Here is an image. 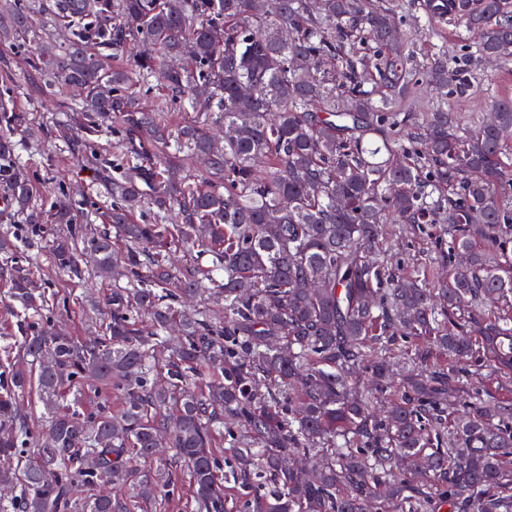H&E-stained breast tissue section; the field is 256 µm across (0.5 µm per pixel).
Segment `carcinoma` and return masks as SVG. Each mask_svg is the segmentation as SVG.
I'll return each instance as SVG.
<instances>
[{"instance_id": "carcinoma-1", "label": "carcinoma", "mask_w": 512, "mask_h": 512, "mask_svg": "<svg viewBox=\"0 0 512 512\" xmlns=\"http://www.w3.org/2000/svg\"><path fill=\"white\" fill-rule=\"evenodd\" d=\"M59 8L90 20L100 45L77 38L31 64L83 95L63 136L110 127L155 163L113 175L86 156L112 196L109 229L82 227L65 203L50 214L69 230L51 244L58 269L83 279L87 251L100 274L124 279L100 333L56 332L46 312L66 297L11 268L4 301L18 335L0 365V457L17 466L0 473L12 492L0 512L161 509L175 490L156 457L163 433L187 468L191 512H224L227 463L241 487H271L250 512H512V402L473 387L442 425L480 367L512 371V313L482 315L512 297V99L467 124L446 93L432 112L401 111L418 77L448 88L451 63L437 52L413 67L379 0ZM459 20L478 33L475 56L512 55V0H478ZM274 26L287 44L267 41ZM28 29L17 11L0 17L7 39ZM140 41L162 56L128 54ZM154 78L166 95L148 109L139 93ZM199 157L206 173L192 181L182 171ZM14 166L15 145L0 138V192L39 227ZM388 224H446L448 251L397 275ZM170 243L212 265H176ZM212 293L222 317L178 307ZM399 341L412 367L394 386L386 353ZM211 365L221 373L206 390L186 391ZM84 384L119 408L64 402ZM32 391L47 409L38 424L17 406Z\"/></svg>"}]
</instances>
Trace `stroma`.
<instances>
[{"label": "stroma", "instance_id": "35a3bbf8", "mask_svg": "<svg viewBox=\"0 0 512 512\" xmlns=\"http://www.w3.org/2000/svg\"><path fill=\"white\" fill-rule=\"evenodd\" d=\"M386 5H403L398 25V38L408 45L415 63H423L434 50L444 49L457 56L465 33L455 17L435 22L426 28L423 0H384ZM25 7L30 28L18 42H0V96L13 100L18 124L0 125V135L16 144V155L29 173L34 186L32 204L49 210L59 193H67L74 202L83 224H101L103 211L112 199L100 183L94 167L88 165L81 149L64 140L61 128L69 113L79 107L76 93L62 89L57 83L27 78L29 64L44 45L64 47L74 36L72 19L63 17L57 0H0V9ZM501 96L512 97V58L497 62L479 61L469 70L467 85L448 97L449 107L468 120L475 112L490 113L491 101ZM396 238L393 251L401 268L429 259L432 246L426 234L392 225ZM16 235L21 256L35 258L42 277L55 285L68 298L66 307L57 309L59 324L75 336L85 335L84 310L88 300L99 299L112 291L111 280L87 275L78 282L54 269L50 261L49 241L56 232L47 226L44 233L31 235L26 222L12 208L0 207V232Z\"/></svg>", "mask_w": 512, "mask_h": 512}]
</instances>
